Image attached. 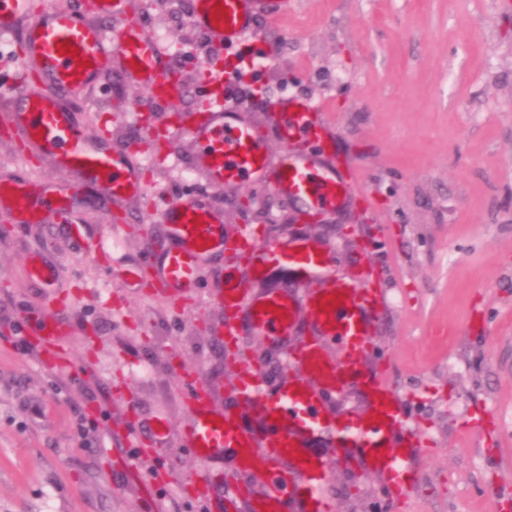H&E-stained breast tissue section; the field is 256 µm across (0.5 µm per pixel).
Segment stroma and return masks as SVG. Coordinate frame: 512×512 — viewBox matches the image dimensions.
<instances>
[{
    "label": "stroma",
    "mask_w": 512,
    "mask_h": 512,
    "mask_svg": "<svg viewBox=\"0 0 512 512\" xmlns=\"http://www.w3.org/2000/svg\"><path fill=\"white\" fill-rule=\"evenodd\" d=\"M188 0H131L134 18L172 49L198 43ZM261 73L246 103L262 131L264 101L306 96L357 181L350 207L313 222L297 205L245 182L215 189L188 174L193 147L174 137L139 152L145 193L116 209L102 187L73 198L106 241L86 254L42 213L0 232V512H213L199 477L224 481L185 437L186 389L202 378L223 405L242 366L278 383L280 354L238 336L235 359L215 335L228 259L207 261L197 292L151 287L146 246L156 212L180 193L223 208L227 228L278 240L313 235L342 273L371 246L387 304L373 323L368 365L388 358L390 385L419 431L420 480L409 512H512V0H292L258 23ZM146 93L113 73L79 105L85 131L125 146ZM62 186L50 160L30 162L0 139V177ZM255 198L250 210L242 194ZM58 267L34 287L31 254ZM137 270L136 286L127 283ZM63 324L55 363L36 346L42 319ZM163 417L164 445L115 431ZM334 512H387L372 475L332 474Z\"/></svg>",
    "instance_id": "stroma-1"
}]
</instances>
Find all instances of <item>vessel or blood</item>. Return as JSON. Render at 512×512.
<instances>
[{
    "mask_svg": "<svg viewBox=\"0 0 512 512\" xmlns=\"http://www.w3.org/2000/svg\"><path fill=\"white\" fill-rule=\"evenodd\" d=\"M288 10V0H191V25L216 49L254 48L255 22ZM130 0H94L78 11L47 8L33 13L30 0H0V35L16 34L23 42L21 69L7 91L0 115L16 140L50 159L72 182L103 185L114 205L141 196L145 185L139 163L107 139L84 134L77 106L97 88L102 74L113 72L149 93L147 111H167L182 89L170 81L175 65L169 46L146 33L131 18ZM205 102L188 124L172 128L193 144V175L215 188L248 181L300 204L303 213L327 216L345 208L355 191L351 171L337 159L335 139L319 118L311 99L284 96L270 100L274 135L282 144L272 154L240 99L229 95L233 67L201 61L197 67ZM48 209L64 211L51 200L43 183L0 178V211L13 223H31ZM160 237L147 245L148 264L160 286L173 293H192L199 286L202 263L234 253L244 267H231L219 295L225 338L240 331L263 337L281 355L288 381L267 386L251 368H243L230 402L217 407L202 382L187 388L192 425L187 444L200 459L233 450L236 482L213 490L203 482L204 496L219 493L225 512H332L324 492L333 470L361 476L379 475L387 489L391 512H406L418 481L413 460L422 442L410 425L393 387L387 364L367 368L373 317L385 302L381 289L370 287L371 260L357 275L335 271L333 248L314 238L267 241L248 229L229 236L223 209L192 193L170 199L161 209ZM296 271L309 280L304 294L288 286L265 285L275 269ZM29 277L52 287L56 265L33 258ZM362 391V408L342 412L329 401L350 390ZM256 411L257 428L245 427L236 411ZM349 446L356 459L330 460L316 445ZM264 471L261 491L245 486L247 476Z\"/></svg>",
    "mask_w": 512,
    "mask_h": 512,
    "instance_id": "obj_1",
    "label": "vessel or blood"
}]
</instances>
